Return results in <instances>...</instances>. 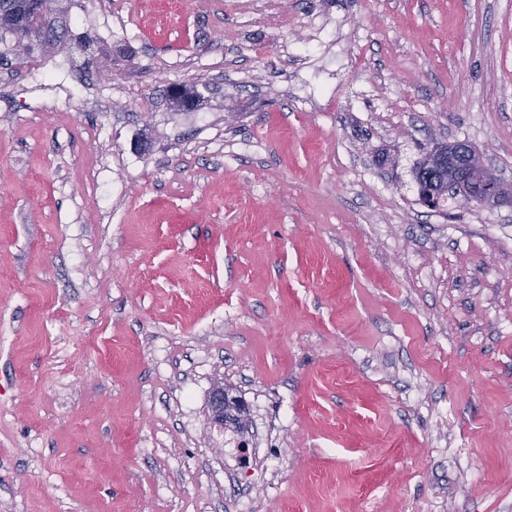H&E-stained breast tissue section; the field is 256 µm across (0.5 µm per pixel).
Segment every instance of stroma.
I'll return each mask as SVG.
<instances>
[{"label":"stroma","instance_id":"stroma-1","mask_svg":"<svg viewBox=\"0 0 512 512\" xmlns=\"http://www.w3.org/2000/svg\"><path fill=\"white\" fill-rule=\"evenodd\" d=\"M167 2L0 62V512H512V0ZM416 165L439 173L437 179L414 180L423 206L434 208L447 194L463 203L512 205V184H505L467 141L437 144ZM243 401L236 396H231L228 391L224 390L223 386L217 385L213 389L211 398V413L212 420L216 423L224 421V411L242 406ZM221 425V424H220Z\"/></svg>","mask_w":512,"mask_h":512}]
</instances>
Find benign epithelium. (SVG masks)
<instances>
[{"instance_id": "1", "label": "benign epithelium", "mask_w": 512, "mask_h": 512, "mask_svg": "<svg viewBox=\"0 0 512 512\" xmlns=\"http://www.w3.org/2000/svg\"><path fill=\"white\" fill-rule=\"evenodd\" d=\"M56 2L58 0H43L20 17L0 15V32L15 36L16 53L23 55L34 45L48 47L52 44L53 33L63 28ZM417 165L439 173L436 179H415L418 201L428 208L436 207L444 195L458 197L464 203L512 205V184L504 183L466 141L438 144L427 151ZM242 404L241 399L230 395L224 387L216 386L211 398L212 420L222 423L224 411Z\"/></svg>"}]
</instances>
